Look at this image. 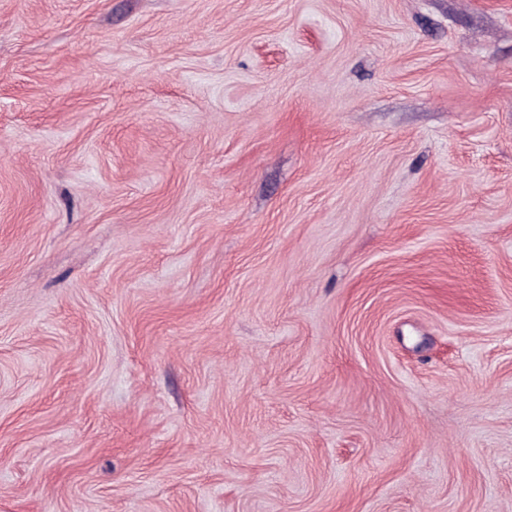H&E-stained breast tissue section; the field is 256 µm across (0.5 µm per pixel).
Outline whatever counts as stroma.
<instances>
[{"label":"stroma","instance_id":"stroma-1","mask_svg":"<svg viewBox=\"0 0 512 512\" xmlns=\"http://www.w3.org/2000/svg\"><path fill=\"white\" fill-rule=\"evenodd\" d=\"M0 512H512V0H0Z\"/></svg>","mask_w":512,"mask_h":512}]
</instances>
